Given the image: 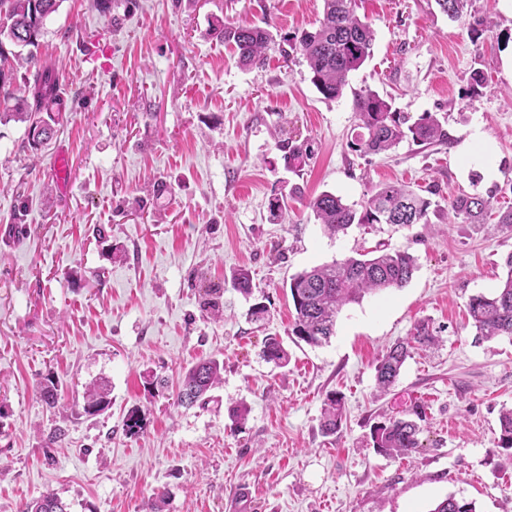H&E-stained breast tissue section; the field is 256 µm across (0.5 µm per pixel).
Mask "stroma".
<instances>
[{
    "label": "stroma",
    "mask_w": 512,
    "mask_h": 512,
    "mask_svg": "<svg viewBox=\"0 0 512 512\" xmlns=\"http://www.w3.org/2000/svg\"><path fill=\"white\" fill-rule=\"evenodd\" d=\"M472 9L491 20L476 41L468 18L435 0H361L373 56L328 101L305 60L280 53L284 36L315 26L322 0H112L107 12L61 0L33 53L57 65L66 120L38 150L25 124H0V512L47 491L69 512H153L160 492L164 512H432L451 495L512 512V453L497 445L512 338L475 343L467 314L471 297L500 286L512 226L448 218L462 193L512 207V0ZM222 23L268 28L264 64L240 67L213 32ZM477 70L487 83L470 97ZM361 87L411 118L435 114L447 144L353 152ZM477 131L487 151H469ZM285 139L311 145L299 171L284 167ZM61 147L64 195L46 177ZM393 182L430 194L432 223L331 237L308 206L324 191L358 205ZM279 192L288 209L275 224ZM379 245L416 257L412 280L345 306L329 343L293 336L284 282ZM240 268L253 277L248 299L231 286ZM212 291L218 318L205 306ZM255 300L269 303V321L251 320ZM421 321L440 343L414 351L380 393L378 358ZM269 336L287 366L264 360ZM208 357L223 362V383L205 405H175L183 370ZM48 377L53 409L38 390ZM93 380L108 383L111 404L88 416L80 401ZM333 392L345 413L327 436ZM242 402L238 426L230 411ZM417 404L423 449L378 454L372 427ZM133 412L145 427L129 436Z\"/></svg>",
    "instance_id": "1"
}]
</instances>
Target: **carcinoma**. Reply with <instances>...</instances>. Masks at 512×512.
Listing matches in <instances>:
<instances>
[{"label":"carcinoma","instance_id":"1","mask_svg":"<svg viewBox=\"0 0 512 512\" xmlns=\"http://www.w3.org/2000/svg\"><path fill=\"white\" fill-rule=\"evenodd\" d=\"M59 0H0V61L7 60L3 45L8 42L18 48L34 46L42 34L45 20L56 11ZM470 0H436L442 13L452 19L463 16ZM358 0H323V16L319 24L288 36L287 55H301L309 68L310 80L324 99L333 101L349 88V74L358 70L372 55L374 30L366 18L357 13ZM224 43L235 48L240 66L247 68L263 63L273 41L271 32L257 25H224L218 31ZM26 62L35 67L26 79L29 96L0 100V122L17 120L32 124L33 117L42 114L44 140L53 134L66 105L60 95L58 74L53 64H38L33 57ZM351 89V88H349ZM357 132L350 148L361 156L387 152L404 140L419 145L448 143V132L432 113L425 112L415 121L393 107L392 99L370 88L351 89ZM283 159L289 169H297L310 152V145H281ZM432 201L401 184L386 183L356 209L343 198L322 192L309 201L317 223L326 233L336 236L354 224H428ZM492 201L478 193L463 194L451 202L450 209L465 224L485 223ZM507 274L500 288L489 296L470 299L468 314L475 328V341L498 336L512 338V254L505 260ZM417 270L416 259L406 250L379 247L360 254L314 266L293 275L288 290L295 309L291 334L297 339L319 346L335 334L336 319L343 306L360 302L365 295L389 288H403ZM232 287L244 295L252 294V280L246 269L237 270ZM437 341L429 324L420 322L410 338L386 350L375 367L377 388L387 392L397 382L400 370L411 350L429 347ZM263 357L279 366L288 364V351L280 338L265 341ZM224 364L216 359L200 361L188 368L178 386L175 404L190 408L202 405L208 392L221 382ZM111 403L107 388L90 384L84 392L82 411L95 416ZM422 417L415 406L378 423L371 431L372 447L385 456H411L423 447L422 429L417 419ZM343 418L342 398L327 397L321 428L334 435ZM498 446L512 449V408L501 412ZM24 512H67L66 505L55 494L46 492L25 505ZM431 512H475L473 503L449 496Z\"/></svg>","mask_w":512,"mask_h":512}]
</instances>
